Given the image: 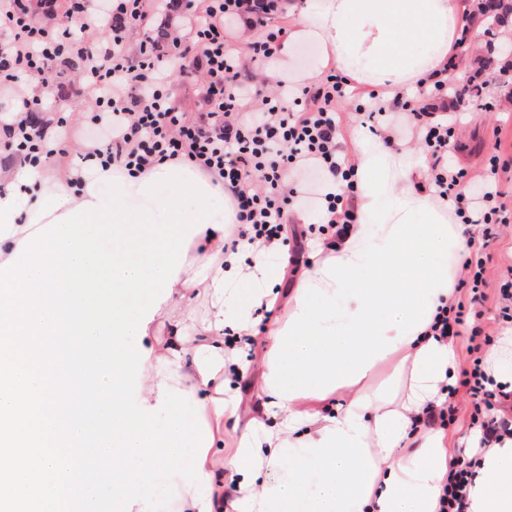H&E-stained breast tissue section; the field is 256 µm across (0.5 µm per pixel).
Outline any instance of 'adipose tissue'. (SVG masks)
<instances>
[{
	"label": "adipose tissue",
	"mask_w": 512,
	"mask_h": 512,
	"mask_svg": "<svg viewBox=\"0 0 512 512\" xmlns=\"http://www.w3.org/2000/svg\"><path fill=\"white\" fill-rule=\"evenodd\" d=\"M469 0H295L289 45L312 42L323 67L372 86L391 107L395 93L439 75L459 36ZM355 222L338 243L317 242L285 296L273 293L277 245L240 240L225 252L233 215L192 236L185 261L159 312L168 320L163 349L151 350L140 396L155 406L160 384L189 393L209 419L214 446L239 404L223 397L224 330L252 336L263 368L256 396L281 422L245 424L218 474L212 461L204 502L186 490L182 512H436L448 464L460 443L439 429L414 427L455 367V345L422 339L452 294L450 263L468 254V227L453 201L425 189L426 163L396 154L382 139L355 132ZM112 168H97L80 191L47 172L16 168L0 182V264L21 240L76 206L99 202ZM201 291L210 307L194 319ZM281 305L262 336L252 334L260 305ZM411 365L404 393L368 394L362 383L381 363ZM348 396L346 408L336 397ZM483 480L471 490L472 512H512V447L484 456ZM233 481V498L224 483Z\"/></svg>",
	"instance_id": "1"
}]
</instances>
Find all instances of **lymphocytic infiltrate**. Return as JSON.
Instances as JSON below:
<instances>
[{"mask_svg": "<svg viewBox=\"0 0 512 512\" xmlns=\"http://www.w3.org/2000/svg\"><path fill=\"white\" fill-rule=\"evenodd\" d=\"M166 9L175 11L172 47L182 60L171 72L152 46L137 52L126 47V30L148 26ZM55 18L38 24L35 13ZM288 0H0V136L15 153L40 167L63 166V178L81 185L92 178L89 158H102L117 171L146 172L154 164L194 162L199 174L222 182L239 223L252 240L289 246L288 214L323 213L321 231L342 236L354 220L355 165L342 150L336 104L357 101L359 124L369 132L384 130L386 141L414 133L431 157V174L441 195L454 197L456 214L475 226L469 253L455 277L451 305L434 317L429 330L440 338L466 337L470 357L444 402L427 411L423 423L447 428L459 419L458 394L472 402L467 429L477 449L450 466L443 481L438 512H471L470 492L492 448L512 444V386L496 380L484 358L492 336L480 321V308L494 301L499 318L512 321V265L490 280L487 248L512 223L503 183H512V140L497 134L485 169L472 177L454 171L448 144L454 118L438 115L433 98L447 95L446 80L402 92L399 110L377 108L375 91L328 69L321 82L304 84L284 73L279 90L263 94L246 75V60L283 69L280 42L288 34ZM244 25L253 34L250 57L242 59L227 29ZM96 56L81 70L77 96L90 102L87 125L66 118L34 125L31 114L42 100L29 95L32 75H53L64 52ZM202 74L206 110L188 119L170 86L175 75ZM81 133L78 161L68 159L66 145ZM339 182L327 191L324 174ZM468 180L472 191L459 190Z\"/></svg>", "mask_w": 512, "mask_h": 512, "instance_id": "f902f5d3", "label": "lymphocytic infiltrate"}]
</instances>
